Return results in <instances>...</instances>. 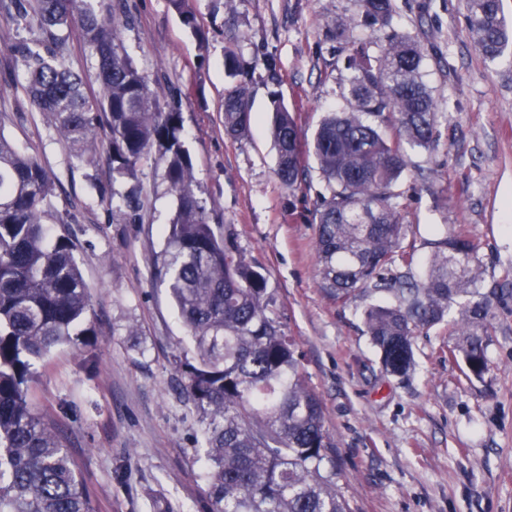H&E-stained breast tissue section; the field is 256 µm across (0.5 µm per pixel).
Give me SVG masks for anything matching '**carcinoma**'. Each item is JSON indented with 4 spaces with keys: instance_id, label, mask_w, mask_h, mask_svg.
<instances>
[{
    "instance_id": "cac0c4a2",
    "label": "carcinoma",
    "mask_w": 512,
    "mask_h": 512,
    "mask_svg": "<svg viewBox=\"0 0 512 512\" xmlns=\"http://www.w3.org/2000/svg\"><path fill=\"white\" fill-rule=\"evenodd\" d=\"M21 20L33 18L53 45L79 19L95 58L101 94L89 97L60 51L12 47L25 67L21 88L31 106L48 113L78 153L107 146L112 174L134 179L158 151L163 178L176 196L166 247L157 258L193 341L180 363L184 389L203 425L209 512H354L338 484L336 444L321 402L299 373L294 339L271 309L265 277L251 266L229 227L220 233L196 191L193 165L181 140L180 112H162L157 91L125 52L119 19L99 0H12ZM182 24L196 29L188 0H169ZM363 22L386 29L394 0H359ZM468 30L484 59L499 60L512 44L502 0H466ZM352 22L335 18L326 37L347 39ZM428 49L391 30L373 56L366 43L345 58L351 78L348 108L329 113L312 141L285 106L274 109L271 137L276 175L295 189L314 157L324 182L315 208L319 285L346 304L360 293L387 294L393 303L363 313L382 367L404 374L413 364L416 333L441 324L457 304L466 376L487 368L484 336L493 293L482 288L478 244L458 233L434 243L424 278L411 275L414 249L406 239L399 181L406 146H434L439 106L423 80ZM224 67L234 82L224 91V129L248 133L250 93L243 58ZM53 186L38 160L0 133V512H91L85 485L54 432L32 410L27 383L34 362L51 348L89 344L81 328L89 301L73 245L45 223ZM139 190L120 194L136 221Z\"/></svg>"
}]
</instances>
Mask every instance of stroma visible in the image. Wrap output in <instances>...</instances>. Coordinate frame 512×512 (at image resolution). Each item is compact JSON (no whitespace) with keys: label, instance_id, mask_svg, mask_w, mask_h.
I'll return each mask as SVG.
<instances>
[{"label":"stroma","instance_id":"35a3bbf8","mask_svg":"<svg viewBox=\"0 0 512 512\" xmlns=\"http://www.w3.org/2000/svg\"><path fill=\"white\" fill-rule=\"evenodd\" d=\"M130 21L126 53L149 82L166 89L162 111L183 116L197 193L216 227L231 225L246 260L267 280L276 315L302 354L300 371L322 403L336 442L340 485L357 512H512V48L494 64L473 43L464 0H396L392 28L431 42L437 56L424 80L439 104L435 150L413 148L399 184L407 204L406 241L421 277L440 231L479 245L483 287L496 299L488 320V368L467 378L448 354L447 324L413 338L414 365L386 373L363 322L379 300L337 303L318 285L313 210L317 169L296 190L279 182L269 135L275 103L313 137L328 113L346 108L350 77L328 19H355L351 40L378 41L360 22L358 0H190L186 28L169 0H121ZM61 53L88 94L100 91L96 61L79 23L62 33ZM0 0V133L36 157L55 184L47 219L67 231L88 287L93 330L86 347L61 344L34 368L33 411L67 449L92 512H208L202 425L183 394L178 364L192 349L168 290L155 274L176 196L162 166L137 172L142 206L124 223L100 201L126 190L105 152L80 159L53 122L15 86L23 66L13 44L44 40ZM252 63L251 131H224L227 50ZM433 169L432 188L420 171Z\"/></svg>","mask_w":512,"mask_h":512}]
</instances>
